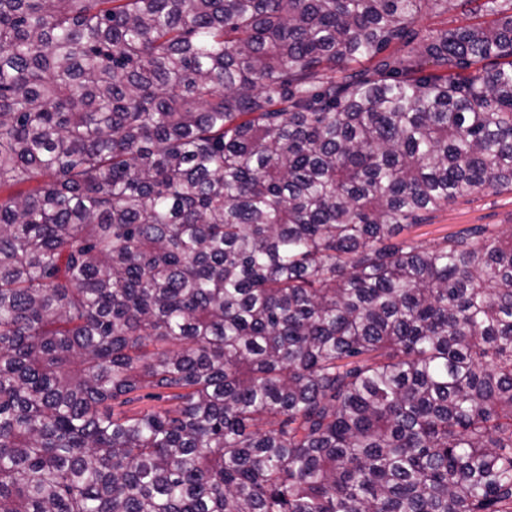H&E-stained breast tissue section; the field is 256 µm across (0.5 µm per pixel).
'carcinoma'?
Instances as JSON below:
<instances>
[{
  "instance_id": "carcinoma-1",
  "label": "carcinoma",
  "mask_w": 512,
  "mask_h": 512,
  "mask_svg": "<svg viewBox=\"0 0 512 512\" xmlns=\"http://www.w3.org/2000/svg\"><path fill=\"white\" fill-rule=\"evenodd\" d=\"M509 190L512 0H0V512H512ZM466 18L461 9L452 10L449 13L433 9L423 15L419 26L423 29L447 28L466 22ZM472 224H512V192L479 194L436 212L430 224L414 227L402 237L431 245L448 233Z\"/></svg>"
}]
</instances>
